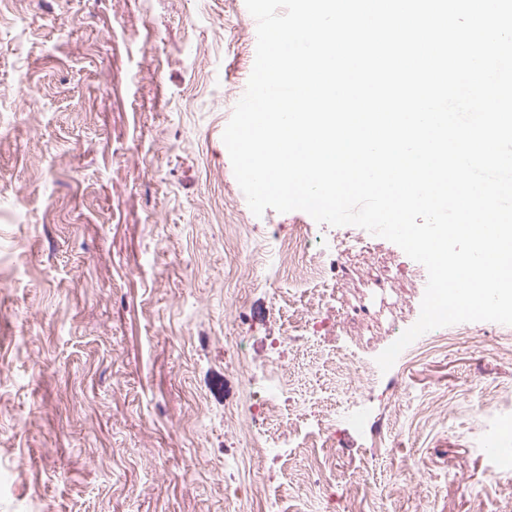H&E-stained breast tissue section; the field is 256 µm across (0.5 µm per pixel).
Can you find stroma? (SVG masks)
<instances>
[{
  "mask_svg": "<svg viewBox=\"0 0 512 512\" xmlns=\"http://www.w3.org/2000/svg\"><path fill=\"white\" fill-rule=\"evenodd\" d=\"M256 43L245 0H0V512H512L460 392L512 423L496 325L437 328L448 349L380 371L426 288L380 237L337 265L336 326L289 386L329 403V354L372 366L330 430L335 479L299 492L305 449L249 460L225 427L293 311L272 309L269 238L307 224L323 252L335 231L255 216L235 179L222 135ZM434 395L447 410L421 414Z\"/></svg>",
  "mask_w": 512,
  "mask_h": 512,
  "instance_id": "1",
  "label": "stroma"
}]
</instances>
